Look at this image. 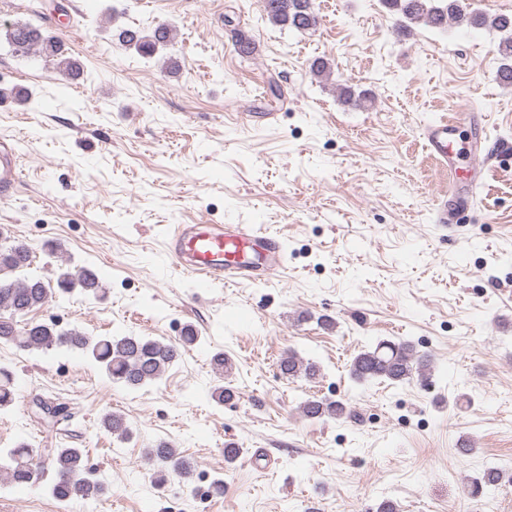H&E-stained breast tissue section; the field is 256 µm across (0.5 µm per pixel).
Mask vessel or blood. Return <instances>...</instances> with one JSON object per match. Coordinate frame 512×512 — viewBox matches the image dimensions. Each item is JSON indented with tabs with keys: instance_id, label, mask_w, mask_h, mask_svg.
I'll return each mask as SVG.
<instances>
[{
	"instance_id": "obj_1",
	"label": "vessel or blood",
	"mask_w": 512,
	"mask_h": 512,
	"mask_svg": "<svg viewBox=\"0 0 512 512\" xmlns=\"http://www.w3.org/2000/svg\"><path fill=\"white\" fill-rule=\"evenodd\" d=\"M421 135L434 159L458 175L460 166L479 170L483 149L462 140L456 120L443 119L425 125ZM23 175L17 156L0 142V208L10 206ZM168 253L183 271L200 279L256 280L282 269L285 252L270 236L250 224H178L168 241Z\"/></svg>"
}]
</instances>
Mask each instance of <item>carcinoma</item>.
<instances>
[{
  "mask_svg": "<svg viewBox=\"0 0 512 512\" xmlns=\"http://www.w3.org/2000/svg\"><path fill=\"white\" fill-rule=\"evenodd\" d=\"M383 6L397 16V31L403 32L412 24L443 29L448 21L465 22L474 27L489 26L498 31H512V16L500 14L493 18L467 10L461 0H382ZM265 12L269 20L281 27L298 32L316 30L319 16L314 0H265ZM118 39L135 48L141 55L150 57L157 48L172 40V29L167 25L156 27L152 34L144 35L138 30L120 27ZM5 39L16 52L34 53L55 62L57 69L71 75L77 73L75 61L67 55L61 42L45 35L41 28L30 23L13 25L6 30ZM503 63L499 78L512 84V40L500 45ZM30 251L23 244L3 247L0 245V270L16 271L30 264ZM57 287L63 294L79 287L84 292L97 291V276L90 270L75 273L66 270L57 277ZM50 289L43 281L35 278L20 280L0 279V341H16L20 346L35 349L66 348L79 350L99 364L107 377L115 384L136 389L157 381L164 372L181 356V350L196 343L198 336L192 326L184 329L180 341L164 343L144 336H102L92 338L73 328L59 330L55 324L27 323L17 328L14 316L44 304ZM280 369L289 377L312 379L318 368L304 361L290 350L280 361ZM431 371V360L413 350L405 342L380 341L354 356L351 376L358 382L385 378L395 383H404L414 375L426 376ZM11 373L0 367V409L13 401ZM304 416L338 419L346 412L345 406L337 401L307 399L301 405ZM103 428L125 439L130 431L122 416L108 412L102 418ZM51 458L52 480L48 488L53 497L65 502L75 496L84 499H98L106 494L107 487L84 466L83 452L79 448H47ZM148 455L160 464L158 482H167L173 476L181 480L189 478L194 464L176 449L160 442L147 449ZM5 472L8 483L15 485H36L46 480L44 467L34 462L33 449L22 443L9 450L5 462H0V472ZM503 480L498 468H487L472 483L471 495L478 496L486 488H496Z\"/></svg>",
  "mask_w": 512,
  "mask_h": 512,
  "instance_id": "carcinoma-1",
  "label": "carcinoma"
}]
</instances>
